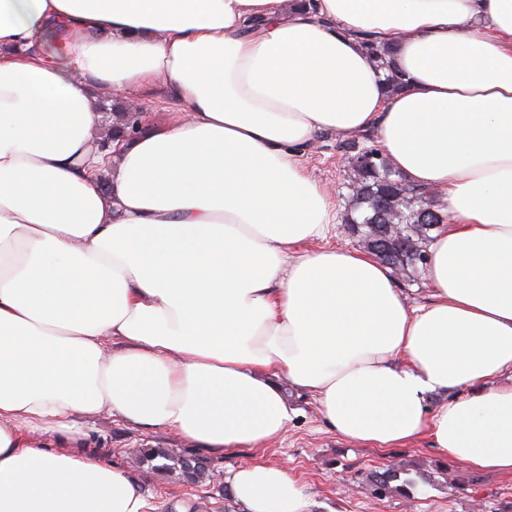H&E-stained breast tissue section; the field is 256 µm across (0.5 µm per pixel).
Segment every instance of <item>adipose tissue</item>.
<instances>
[{
    "mask_svg": "<svg viewBox=\"0 0 512 512\" xmlns=\"http://www.w3.org/2000/svg\"><path fill=\"white\" fill-rule=\"evenodd\" d=\"M102 84L174 105L99 153ZM327 132L433 191L426 303L361 250L298 253L336 223L302 163ZM290 389L347 442L426 431L512 474V0H0V512H147L96 419L259 448ZM225 482L244 512L313 504L281 468Z\"/></svg>",
    "mask_w": 512,
    "mask_h": 512,
    "instance_id": "1",
    "label": "adipose tissue"
}]
</instances>
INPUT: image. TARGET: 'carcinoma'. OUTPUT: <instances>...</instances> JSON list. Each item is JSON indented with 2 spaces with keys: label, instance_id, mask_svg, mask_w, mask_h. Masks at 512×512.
<instances>
[{
  "label": "carcinoma",
  "instance_id": "1",
  "mask_svg": "<svg viewBox=\"0 0 512 512\" xmlns=\"http://www.w3.org/2000/svg\"><path fill=\"white\" fill-rule=\"evenodd\" d=\"M370 56L376 67L389 72L387 81L395 88L398 77L391 66V54L380 48H370ZM112 129L129 136H137L143 130L134 128V113L115 109L112 113ZM343 154L352 159L348 172L352 174L353 196L346 223L354 224H398L408 241V250L399 256L388 255L381 262L397 266L408 272L419 263L427 264V247L431 242L430 227L424 217L432 216L443 223L433 192L426 187L412 186L394 171L378 142L369 134L343 141L338 145ZM135 457L157 472H177L183 478L189 476L193 482H201L209 476L210 464L199 452H176L170 448L141 447ZM403 468L375 470L370 474V484L378 494L393 490L392 483L400 479Z\"/></svg>",
  "mask_w": 512,
  "mask_h": 512
}]
</instances>
